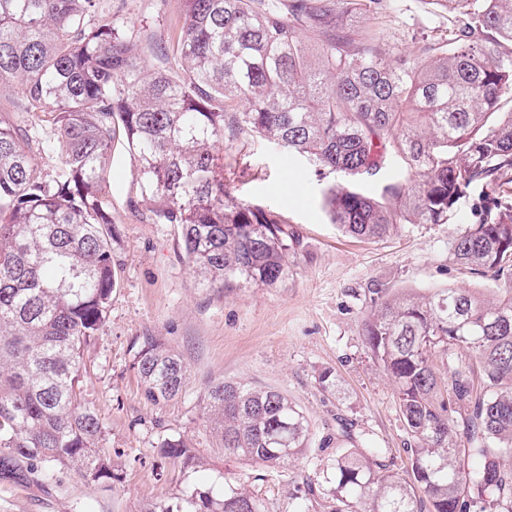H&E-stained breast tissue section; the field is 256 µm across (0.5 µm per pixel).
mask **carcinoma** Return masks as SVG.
Masks as SVG:
<instances>
[{
	"label": "carcinoma",
	"mask_w": 512,
	"mask_h": 512,
	"mask_svg": "<svg viewBox=\"0 0 512 512\" xmlns=\"http://www.w3.org/2000/svg\"><path fill=\"white\" fill-rule=\"evenodd\" d=\"M101 0H0V88L22 91L0 119V479L53 465L97 481L117 474L95 448L102 423L81 390L83 350L106 319L120 240L99 196L112 144L140 169L147 219L180 229L203 288H273L288 278L285 218L240 202L218 163L225 136L248 133L353 182L394 156L410 170L378 197L333 183L331 223L361 239L408 224H445L474 185L479 220L448 247L468 273L497 283L425 295L375 290L360 336L391 380L414 447L402 475L381 451L336 449L322 468L330 512H512V0H434L448 34L411 58L387 44V0H181L170 38L177 70L133 53V32ZM55 159L47 172L34 156ZM463 351L476 364L452 365ZM134 369L144 396L168 401L186 367L148 337ZM204 399L224 455L284 468L310 426L288 395L211 383ZM163 457L196 464L182 438ZM144 512H264L224 480Z\"/></svg>",
	"instance_id": "1"
}]
</instances>
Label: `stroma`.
I'll return each mask as SVG.
<instances>
[{"label": "stroma", "mask_w": 512, "mask_h": 512, "mask_svg": "<svg viewBox=\"0 0 512 512\" xmlns=\"http://www.w3.org/2000/svg\"><path fill=\"white\" fill-rule=\"evenodd\" d=\"M384 18L388 44L415 52V38L446 23L422 0H390ZM137 34L167 40L179 0H102ZM215 152L235 166L230 190L241 202L280 213L298 244L289 273L275 288L220 290L197 285L177 229L146 218L139 165L126 144L115 143L107 169L105 210L121 233L116 248L118 288L106 320L84 349L81 386L102 424L97 442L117 480L96 482L55 471L43 482L0 479V512H140L180 490L199 485L224 491L225 479L263 499L266 512H328L330 486L320 467L332 456L324 445L347 423L355 445L381 449L395 471L408 465V436L391 381L373 364L359 334L375 288H477L481 282L448 258L459 229L478 220L485 195L470 188L444 224H410L396 236L359 239L331 224L324 209L326 180L307 163L241 133ZM163 340L186 366L182 393L159 404L144 399L133 367L146 337ZM332 371L335 387L318 382ZM245 381L288 394L306 415L310 446L285 468L244 465L217 448L204 393L210 382ZM168 436L185 439L200 457L196 468L161 460ZM315 485L305 498L303 479Z\"/></svg>", "instance_id": "35a3bbf8"}]
</instances>
